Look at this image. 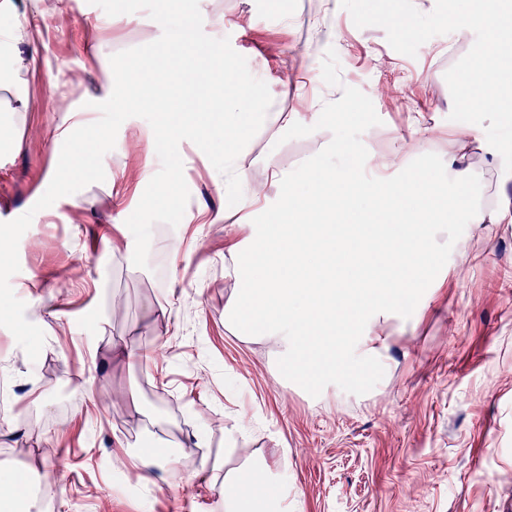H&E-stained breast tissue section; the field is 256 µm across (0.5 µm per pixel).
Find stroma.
Wrapping results in <instances>:
<instances>
[{
    "label": "stroma",
    "instance_id": "1",
    "mask_svg": "<svg viewBox=\"0 0 512 512\" xmlns=\"http://www.w3.org/2000/svg\"><path fill=\"white\" fill-rule=\"evenodd\" d=\"M17 3L38 44L16 51L38 64L17 88L27 111L0 125L17 141L0 150V222L35 213L10 284L45 344L29 360L0 327V469L50 476L45 512H224V471L244 461L225 457L224 430L242 415L251 450L288 466L283 512H512V224L489 225L480 238L453 226L440 247L469 260L392 336L383 381L365 395L311 396L286 379L276 347L224 326L234 281L220 264L241 214L194 143L179 149L184 217L154 225L148 268L133 266L125 224L161 167L146 120L123 122L103 158L104 182L34 208L65 151L57 124L99 119L90 103L109 96L110 56L159 38L161 0H52L46 21L28 0ZM194 12L203 42L223 15L225 51L277 111H307L335 91L365 105L341 117L334 133L344 140L396 136L416 121L453 126L435 40L400 54L383 28L356 27L340 0H194ZM378 86L396 89L399 110L378 101ZM323 140L288 133L273 143L254 133L252 180L277 201L268 165L300 172ZM217 209L228 221H200V211ZM116 343L151 363L114 356ZM131 443L176 455L174 471L140 478Z\"/></svg>",
    "mask_w": 512,
    "mask_h": 512
}]
</instances>
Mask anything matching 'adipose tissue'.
I'll return each instance as SVG.
<instances>
[{"mask_svg": "<svg viewBox=\"0 0 512 512\" xmlns=\"http://www.w3.org/2000/svg\"><path fill=\"white\" fill-rule=\"evenodd\" d=\"M158 17L169 50L185 55L195 41V18L182 0H163ZM213 84L224 116L225 187L244 185L241 208L263 196L244 165L250 132L260 126L276 136L287 129L320 132L334 127L347 103L331 96L313 112L259 109L254 85L243 81L222 41L211 42ZM474 127L442 135L446 179L431 180L420 166L434 137L413 126L387 147L364 141L325 140L314 176L271 169L284 191L257 221L238 224L227 249L226 269L235 288L224 308L226 326L257 340L273 341L285 369L322 386L373 385L389 365L391 326L420 317L437 297L448 264L435 251L437 237L453 224L482 235L490 224H512L506 191L491 201L473 192L493 157L473 161ZM288 484L263 457L224 475V512H278Z\"/></svg>", "mask_w": 512, "mask_h": 512, "instance_id": "obj_1", "label": "adipose tissue"}]
</instances>
